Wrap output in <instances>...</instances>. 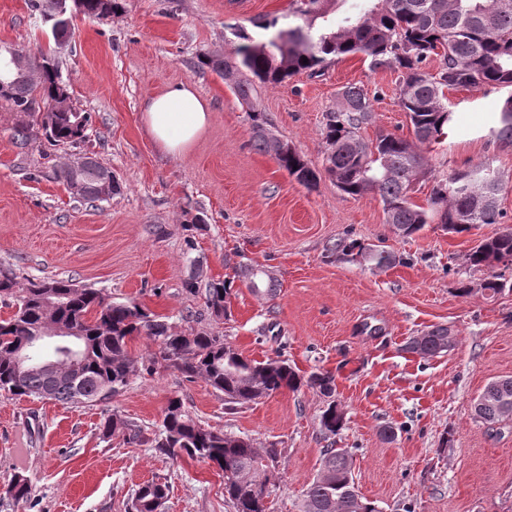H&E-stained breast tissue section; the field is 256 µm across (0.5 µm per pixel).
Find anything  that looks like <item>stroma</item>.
<instances>
[{
    "label": "stroma",
    "mask_w": 512,
    "mask_h": 512,
    "mask_svg": "<svg viewBox=\"0 0 512 512\" xmlns=\"http://www.w3.org/2000/svg\"><path fill=\"white\" fill-rule=\"evenodd\" d=\"M289 4L124 0L112 17L77 19L56 59L73 105L90 115L84 142L16 144L24 116L0 111V271L22 287L69 278L115 302L136 299L167 316L172 331L216 333L250 359L279 355L301 375L330 374L333 396L305 386L230 410L205 381L163 368L90 407L0 395V512H128L133 489L151 479L169 485L163 512H232L215 466L152 447L174 396L203 424L279 450L269 512H301L327 447L351 455L356 486L379 512H512V422L492 431L473 414L490 381L512 376V292L487 295L481 285L490 272L467 259L480 240L512 228V145L489 133L507 92L448 91L453 125L446 140L426 147L431 173L412 194L425 204L435 180L481 163L501 181L502 222L459 234L428 224L401 236L377 194L344 196L325 175L306 188L254 150L249 119L250 109L263 112L268 128L318 169L323 115L347 84L379 95L365 140L411 137L396 73L349 56L319 77L256 85L246 104L198 65L201 54L230 49L232 27L255 36L272 18L287 26ZM52 43L26 0H0L1 49L32 58ZM178 83L195 86L211 120L189 153L168 157L143 127L142 104ZM87 154L121 187L93 206L58 174ZM346 237L403 262L378 268L333 253ZM243 266L269 270L276 296H254L239 277ZM224 279L232 295L219 318L188 285ZM463 286L468 295H459ZM434 326L453 336L448 351L406 350L410 337ZM332 401L344 422L330 434L320 419ZM112 414L137 422L145 442L102 438L100 424ZM387 426L394 439L384 436ZM17 473L32 486L19 505L6 494Z\"/></svg>",
    "instance_id": "35a3bbf8"
}]
</instances>
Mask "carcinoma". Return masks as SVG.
I'll list each match as a JSON object with an SVG mask.
<instances>
[{
    "mask_svg": "<svg viewBox=\"0 0 512 512\" xmlns=\"http://www.w3.org/2000/svg\"><path fill=\"white\" fill-rule=\"evenodd\" d=\"M60 0H28L33 15L42 19L56 16ZM343 0H292L291 16L297 24L278 26L273 18L262 24L264 38L256 40L239 29L232 31L238 43L224 54L200 56L201 66L231 84L239 98L251 104L255 82L281 84L293 76L324 74L328 64L349 55H359L369 70L399 73L398 104L412 127L410 139L381 134L374 141L362 138L361 130L372 124L374 101L362 85H346L339 92L336 108L325 113L322 130L326 144L325 174L336 188L351 197L366 192L379 195L386 222L404 237L426 224H453L463 233L476 224H499V178L483 177L482 164L456 170L435 181L426 205L411 200L413 185L427 174L423 147L447 138L452 110L445 91L466 87H512V0H365L358 15L335 20ZM438 59L435 72L424 69L431 58ZM308 63H303V59ZM10 62L14 85L0 105L11 112L23 107L50 108L63 88L58 66L43 70L37 82L27 74L42 67V60L26 62L19 53L0 55ZM499 117L490 134L512 145V94L498 106ZM252 146L274 157L278 166L299 184L312 187L320 178L299 152L276 153L265 135L262 113L252 109ZM53 142L77 144L85 129L69 112H48L42 121L25 122L14 137L28 142L34 128ZM107 168L86 158L79 180L81 195L89 202L100 200L101 173ZM512 258V229L482 240L469 254L471 265L485 267ZM53 286L59 304L46 303L45 285ZM231 286L224 280L205 284V304L213 310H227ZM0 298L14 302L11 316L0 319V392L11 396L54 400L70 404L98 403L111 399L130 386L134 377L157 365L173 368L188 380L203 379L224 395L233 407L255 403L284 390L297 391L303 384L330 395L335 391L333 376L318 373L303 379L281 357L251 360L224 337L203 332L174 333L163 317L139 302H112L101 293L83 288L71 279L30 281L18 286L4 274ZM53 322L77 331L83 366L79 380L57 377L40 369L20 371L15 353L46 324ZM137 336L147 337L155 346L149 365L139 366L128 351ZM409 349L423 357L448 350V328L437 326L408 341ZM478 419L494 428L512 419V377L489 382L474 404ZM344 415L331 404L321 416L322 427L339 430ZM122 430L128 443L142 441L140 426L108 416L100 424L106 437ZM158 450L171 457L185 454L209 461L224 475V499L234 512H268V486L275 477L278 450L256 448L239 439L195 421L179 397L168 400L158 433L152 439ZM27 477L13 476L9 493L17 501L31 496ZM168 485L146 481L131 497L130 512H158L167 497ZM302 512H378L355 486L352 458L336 448L323 450L319 472L304 492Z\"/></svg>",
    "mask_w": 512,
    "mask_h": 512,
    "instance_id": "carcinoma-1",
    "label": "carcinoma"
}]
</instances>
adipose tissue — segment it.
I'll list each match as a JSON object with an SVG mask.
<instances>
[{
    "label": "adipose tissue",
    "instance_id": "1",
    "mask_svg": "<svg viewBox=\"0 0 512 512\" xmlns=\"http://www.w3.org/2000/svg\"><path fill=\"white\" fill-rule=\"evenodd\" d=\"M142 123L162 153L182 156L194 147L210 122V109L193 85L183 83L148 98Z\"/></svg>",
    "mask_w": 512,
    "mask_h": 512
}]
</instances>
